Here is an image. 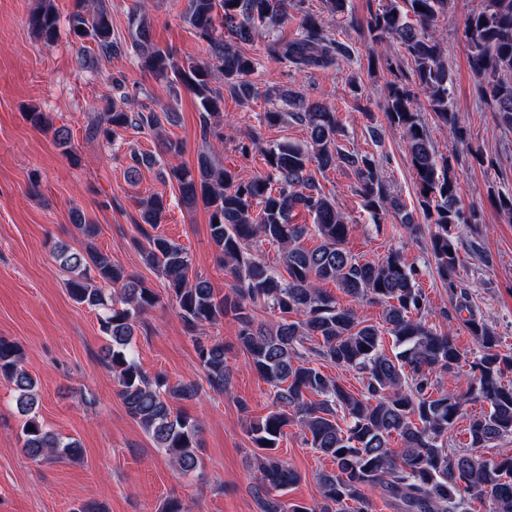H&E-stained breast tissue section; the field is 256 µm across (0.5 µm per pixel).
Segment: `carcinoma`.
I'll use <instances>...</instances> for the list:
<instances>
[{
    "mask_svg": "<svg viewBox=\"0 0 512 512\" xmlns=\"http://www.w3.org/2000/svg\"><path fill=\"white\" fill-rule=\"evenodd\" d=\"M305 0H188L184 21L206 43L208 58L180 62L169 49L150 40L146 13L130 19V47L137 67L168 82L174 92L184 88L199 104L201 128L208 135L221 122L224 92L241 101L258 97L250 79L255 62L240 44L251 40L259 27L275 28L294 10L300 14L291 39L267 42L271 59L297 72L334 69L351 58L350 47L324 33L321 19L304 7ZM338 18L359 23L349 0H326ZM448 10V0H389L365 18L368 41H399L411 59L414 83L400 68L387 63L393 75L387 83L384 114L388 125L402 131L416 173L417 202L434 225L429 242L435 269L448 291L457 296L454 311L467 312L463 324L476 343L471 362L476 381L470 397L437 388V379L461 361L454 336L429 323L427 295L418 284V270L394 248L379 260L355 257L346 249L355 225L347 222L336 198L316 178L331 169L350 171L355 191L373 223L398 217L399 229L416 231L413 211L394 195L384 166L374 154L339 143L342 130L336 112L319 101L298 94L284 96L292 121L304 125L307 143L282 141L264 144L253 134L239 143L244 156L262 153L265 171L244 180L207 154L197 171L171 166L167 177L177 184L186 206L201 204L210 213V238L224 269L231 276L230 292L219 297L210 282L190 275L184 247L156 233L166 212V200L154 195L140 202L142 223L135 249L142 263L165 281L168 301L188 331L215 324L231 313L238 323V342L250 366L273 391V409L249 422L248 434L258 449L260 478L256 492L263 512H371L369 494L379 492L395 512H469L470 502L488 503V512H512V453L482 459L474 451L512 439V385L502 375L512 370V353L501 349L492 327L477 316L468 294L457 283L460 256L457 229L479 224L478 209H464L461 186L451 161L436 155L430 130L414 108L419 89L427 94L435 122L457 141L464 129L454 112L453 84L448 62L434 25ZM59 14L53 0H38L28 26L45 43L57 37ZM75 42L94 43L112 55V17L103 0H74L68 15ZM469 66L479 78L483 100L497 112L500 123L512 128V0H481L464 27ZM161 125L156 112H135L127 102L110 101L95 113L88 126L94 140L113 144L129 128ZM159 162L155 155L130 154L128 174ZM302 209L312 224L292 223ZM75 227L88 241L82 251L59 243L55 253L70 272L68 292L74 302L98 313L107 344L102 361L112 370L117 394L127 413L184 473L203 466L200 425L176 408L198 397L194 382L171 385L149 376L134 350L136 327L143 314L161 303L145 281L90 245L99 228L76 217ZM315 236L314 248L302 246ZM261 239L278 246L284 272H276L255 258L250 247ZM332 282L355 303L383 307V325L357 316L350 306L320 287ZM262 306L280 319L259 322L254 309ZM393 339L391 354L383 336ZM199 365L210 388H229L230 368L224 343L197 340ZM324 361L360 376L363 392L356 395L314 365ZM21 346L0 337V378L13 386L18 412L25 417L22 448L45 461L75 459L82 453L75 440L63 441L37 416V381L24 368ZM487 409L471 417L470 448L448 447V432L463 415L468 400ZM298 427L304 444L332 460L335 470L318 475L320 502L286 503L280 493L300 481L298 471L277 455L286 428ZM398 437L401 447H390Z\"/></svg>",
    "mask_w": 512,
    "mask_h": 512,
    "instance_id": "1",
    "label": "carcinoma"
}]
</instances>
